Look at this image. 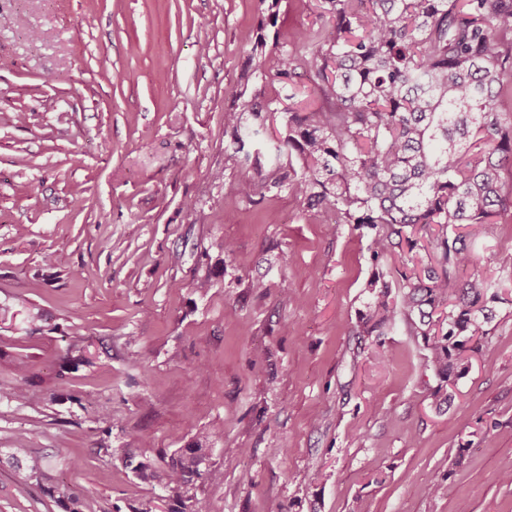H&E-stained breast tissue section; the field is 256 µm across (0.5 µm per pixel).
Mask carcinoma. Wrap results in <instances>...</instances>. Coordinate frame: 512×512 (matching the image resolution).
<instances>
[{
    "label": "carcinoma",
    "instance_id": "1",
    "mask_svg": "<svg viewBox=\"0 0 512 512\" xmlns=\"http://www.w3.org/2000/svg\"><path fill=\"white\" fill-rule=\"evenodd\" d=\"M258 2L265 9L249 65L224 110V161L252 173L256 194L289 190L314 217L368 229L377 265L403 247L427 251L419 269L403 259L387 275L373 272L361 324L382 336L404 321L440 381L463 376L467 344L489 335L495 304L506 302L458 228L512 215V183L502 177L512 176V113L501 110L503 79H512V0H322L330 30L310 41L297 31L300 56L264 34L278 23L280 0ZM272 52L282 87L306 75L320 105L294 93L247 95L266 78ZM279 111L285 136L259 147ZM294 153L298 168L287 161ZM8 457L25 479H43L45 461L30 449L11 448ZM207 461L200 443L170 458L167 512H204L187 486ZM46 493L63 512H82L69 489Z\"/></svg>",
    "mask_w": 512,
    "mask_h": 512
}]
</instances>
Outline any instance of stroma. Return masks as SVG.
I'll list each match as a JSON object with an SVG mask.
<instances>
[{
	"instance_id": "1",
	"label": "stroma",
	"mask_w": 512,
	"mask_h": 512,
	"mask_svg": "<svg viewBox=\"0 0 512 512\" xmlns=\"http://www.w3.org/2000/svg\"><path fill=\"white\" fill-rule=\"evenodd\" d=\"M259 18L258 0H0V391L28 368L0 448L22 432L49 463L41 486L1 463L0 512H62L48 485L84 512H165L131 464L201 438L207 512H512V217L470 229L508 301L464 378L438 387L405 326L359 335L366 231L246 197L224 165ZM324 25L317 0H282L280 41ZM46 493L55 500L64 512H82L83 502L78 495L67 488L54 486L46 490Z\"/></svg>"
}]
</instances>
